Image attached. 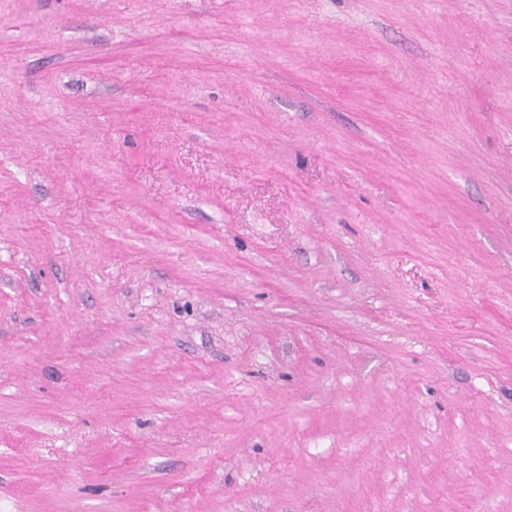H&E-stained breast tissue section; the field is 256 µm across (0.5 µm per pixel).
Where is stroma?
Listing matches in <instances>:
<instances>
[{
  "instance_id": "1",
  "label": "stroma",
  "mask_w": 512,
  "mask_h": 512,
  "mask_svg": "<svg viewBox=\"0 0 512 512\" xmlns=\"http://www.w3.org/2000/svg\"><path fill=\"white\" fill-rule=\"evenodd\" d=\"M0 512H512V0H0Z\"/></svg>"
}]
</instances>
